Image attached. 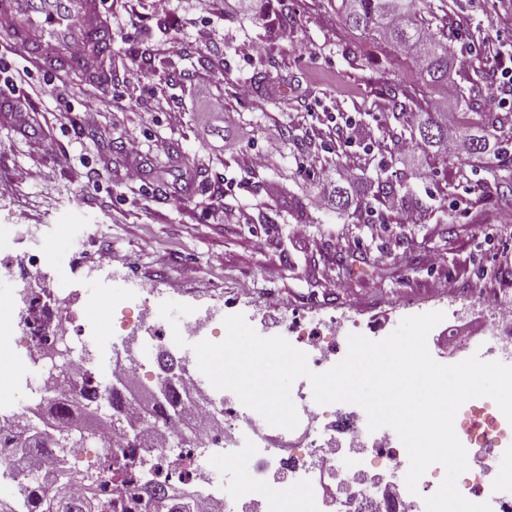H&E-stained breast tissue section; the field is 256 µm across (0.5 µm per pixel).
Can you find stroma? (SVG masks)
Returning a JSON list of instances; mask_svg holds the SVG:
<instances>
[{
	"mask_svg": "<svg viewBox=\"0 0 512 512\" xmlns=\"http://www.w3.org/2000/svg\"><path fill=\"white\" fill-rule=\"evenodd\" d=\"M340 5L262 0L239 15L233 0H172L164 13L151 0H106L105 86L44 74L0 40L6 76L18 84L0 93V247L34 232L48 286L86 296L102 327L136 282L154 287V324L163 301L202 306L219 293L240 298L264 337L286 336L294 310L357 323L375 315L389 334L403 304L445 310L448 283L512 292V224L499 221L512 196L493 181L498 160L410 144L415 123L430 118L477 129L479 108L496 94L485 76L499 61L479 51L473 31L486 27L511 45L501 18L512 0H416L432 31L448 36L441 89L423 84L411 55L348 27ZM280 13L287 26L274 24ZM175 37L186 53L168 52ZM204 96L223 111L202 114ZM395 97L406 111L393 109ZM442 98L448 111H434ZM463 98L471 109L459 108ZM87 107L98 112L92 129L81 119ZM130 139L138 154L125 151ZM339 168L354 175L345 213L321 200L325 175ZM387 182L397 207L381 192ZM78 247L91 265L111 254L105 286L71 264Z\"/></svg>",
	"mask_w": 512,
	"mask_h": 512,
	"instance_id": "35a3bbf8",
	"label": "stroma"
}]
</instances>
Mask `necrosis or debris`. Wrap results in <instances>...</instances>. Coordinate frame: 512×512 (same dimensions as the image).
I'll return each mask as SVG.
<instances>
[{"label": "necrosis or debris", "mask_w": 512, "mask_h": 512, "mask_svg": "<svg viewBox=\"0 0 512 512\" xmlns=\"http://www.w3.org/2000/svg\"><path fill=\"white\" fill-rule=\"evenodd\" d=\"M39 273L38 253L12 249L0 255V276L14 283L23 302L14 313L19 331L14 338L16 355L27 361L36 376L15 423L0 424V455L8 458L7 467L0 469V494L19 496L35 470L42 486H49L52 474L62 469L71 473L78 494L91 488L97 497L121 498L125 512H155L154 506L132 494L116 477L88 482L86 472L95 465L90 450H79L71 457L44 451L34 467L16 446L20 420L43 411L46 401L67 399L78 392L101 400L113 395L102 379L91 383L81 379L93 371L87 349L102 335L91 323L76 328L82 297H58L39 280ZM472 296L487 314V330L494 341L490 354L502 363L512 361V300H486L478 288ZM344 330L338 317L317 322L295 317L288 324V340L306 353L313 371L324 372L347 354L348 345L341 340ZM61 349L69 352L66 374L58 368ZM182 384L201 396L192 406L197 440L178 441V426H163L151 445L136 442L127 453L152 466L161 487L194 485L198 490L194 512H425L424 497L433 495L440 485L442 467L435 464L419 480L417 493H410L403 475L404 455L391 429L369 431L365 412L320 405L312 395L298 393L295 406L303 442L290 446L285 442L288 430L269 425L232 391L215 400L208 393V382L191 369ZM454 428L469 464L457 483L459 492L469 501L489 503L492 512H512V494L493 493L491 476L493 461L512 455V423L492 399L481 397L459 409ZM281 473L287 474V485L277 484ZM252 486L266 487L265 496L251 500L248 489Z\"/></svg>", "instance_id": "1"}]
</instances>
